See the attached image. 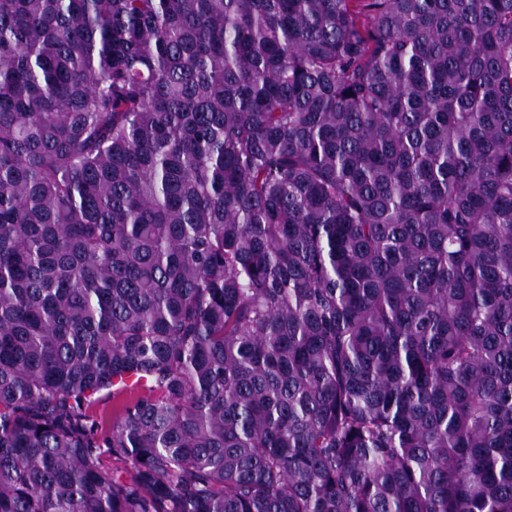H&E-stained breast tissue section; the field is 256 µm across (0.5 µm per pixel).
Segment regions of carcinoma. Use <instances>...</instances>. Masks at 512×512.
<instances>
[{"label":"carcinoma","mask_w":512,"mask_h":512,"mask_svg":"<svg viewBox=\"0 0 512 512\" xmlns=\"http://www.w3.org/2000/svg\"><path fill=\"white\" fill-rule=\"evenodd\" d=\"M0 512H512V0H0Z\"/></svg>","instance_id":"cac0c4a2"}]
</instances>
